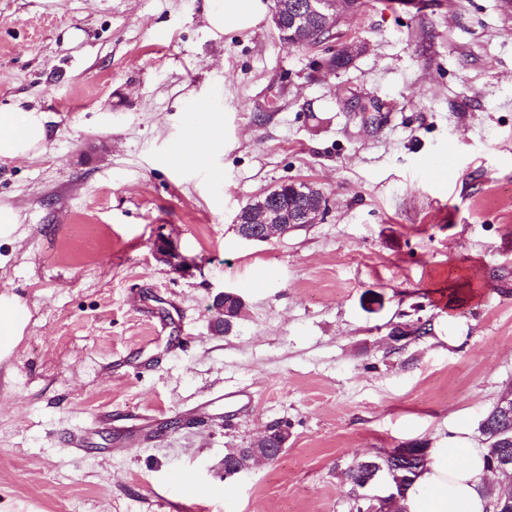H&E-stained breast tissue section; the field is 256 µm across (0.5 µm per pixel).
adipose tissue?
Instances as JSON below:
<instances>
[{
    "label": "adipose tissue",
    "instance_id": "ef3b65f1",
    "mask_svg": "<svg viewBox=\"0 0 512 512\" xmlns=\"http://www.w3.org/2000/svg\"><path fill=\"white\" fill-rule=\"evenodd\" d=\"M265 0H206L212 37L257 28L265 19ZM46 118L38 110L0 107V160L22 159L42 150ZM425 469L407 491L405 512H489L483 488L490 481L484 452L468 438L450 436L428 449Z\"/></svg>",
    "mask_w": 512,
    "mask_h": 512
}]
</instances>
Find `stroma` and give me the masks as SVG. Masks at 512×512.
I'll return each mask as SVG.
<instances>
[{"label":"stroma","instance_id":"stroma-1","mask_svg":"<svg viewBox=\"0 0 512 512\" xmlns=\"http://www.w3.org/2000/svg\"><path fill=\"white\" fill-rule=\"evenodd\" d=\"M203 7L0 0V106L48 118L38 154L0 161L20 215L0 298L30 312L0 358V512H357V457L454 430L485 447L512 387V9L370 0L336 34L361 52L328 70L269 20L212 38ZM202 99L223 140L187 170L172 148ZM291 181L323 195L316 223L242 240L239 210ZM272 421L283 453L225 476Z\"/></svg>","mask_w":512,"mask_h":512}]
</instances>
